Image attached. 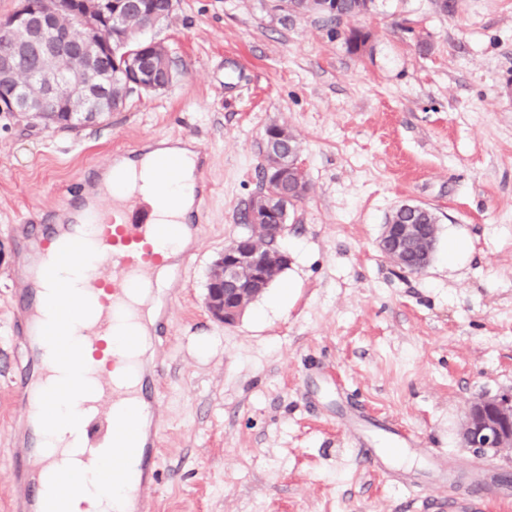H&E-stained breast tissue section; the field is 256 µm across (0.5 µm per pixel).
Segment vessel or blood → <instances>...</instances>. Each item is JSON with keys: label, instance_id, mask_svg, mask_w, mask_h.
Masks as SVG:
<instances>
[{"label": "vessel or blood", "instance_id": "obj_1", "mask_svg": "<svg viewBox=\"0 0 512 512\" xmlns=\"http://www.w3.org/2000/svg\"><path fill=\"white\" fill-rule=\"evenodd\" d=\"M190 150L196 181L194 206L199 209L209 192L205 180L208 153L198 143L192 144ZM105 172L102 166L89 167L77 186L67 190L63 210L27 213L14 229L30 269L16 272L13 277L12 331L20 345L29 350H39L41 344V311L48 293L46 268L64 244L80 238L97 252L84 271L92 314L82 348L84 355L101 363L88 412L78 427L81 455L85 458L111 444L116 430L111 407L119 397H134L141 417L154 415V399L161 384L159 373L137 371L129 378L130 388L121 387L112 374L118 358L112 347V328L120 319L134 321L136 288L154 290L161 277L181 273L195 258L201 241L198 224L180 220L157 222L150 201L139 189H127L120 197L105 190ZM31 386L29 371L15 375L12 404L22 410L26 430L21 442L23 451L13 461L14 483L22 491L21 512H44V488L53 470L42 452L47 437L36 427L39 413L30 405ZM341 423L357 446L363 465L392 488L410 490L422 486L419 476L396 468L372 448L368 439L370 432L382 431L393 442L410 447L416 443V435L389 419L362 411L343 415ZM158 471V442L149 435L142 445L140 465L127 487L128 495L139 507H146L151 499ZM429 473L434 482L446 488L447 495L441 499L423 496L421 512H487L492 502L512 499V481L485 466L474 467L469 480L462 484L447 461L434 454L430 457Z\"/></svg>", "mask_w": 512, "mask_h": 512}]
</instances>
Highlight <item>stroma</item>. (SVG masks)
Masks as SVG:
<instances>
[{
    "mask_svg": "<svg viewBox=\"0 0 512 512\" xmlns=\"http://www.w3.org/2000/svg\"><path fill=\"white\" fill-rule=\"evenodd\" d=\"M377 0L353 55L335 24L282 20L267 0H178L150 29L177 66L172 86L131 95L107 124L59 131L0 115V512L24 434L9 411L22 363L12 340V232L53 208L113 147L179 138L209 152L201 252L168 283L161 445L151 512H419L360 465L339 413L359 407L416 433L459 478L512 463L464 447L469 402L512 388V0ZM427 49H420L419 41ZM286 125L309 191L281 241L291 263L232 326L204 307L212 261L246 231L262 187L263 134ZM432 207L438 242L420 272L378 248L398 205ZM466 258L448 262L449 238Z\"/></svg>",
    "mask_w": 512,
    "mask_h": 512,
    "instance_id": "1",
    "label": "stroma"
}]
</instances>
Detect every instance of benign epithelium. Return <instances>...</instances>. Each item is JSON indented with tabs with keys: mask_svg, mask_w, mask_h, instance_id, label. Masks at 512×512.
<instances>
[{
	"mask_svg": "<svg viewBox=\"0 0 512 512\" xmlns=\"http://www.w3.org/2000/svg\"><path fill=\"white\" fill-rule=\"evenodd\" d=\"M177 0H169V14L149 25L134 23L144 14L138 0H17V7L0 21V112L34 122H57L66 113L69 125H99L126 105L132 93L163 92L172 84L175 69L157 45L143 38L149 26L170 18ZM103 29V39L70 37L68 22ZM112 57L116 75L94 70L90 62ZM250 241L232 242L212 262L205 306L211 317L235 324L248 300L274 277L276 266L259 237L273 232L284 236L274 199L264 193L252 197ZM430 238L417 224H386L378 247L400 269L407 268L410 251H430ZM462 443L484 454L512 461V389L471 402L464 414Z\"/></svg>",
	"mask_w": 512,
	"mask_h": 512,
	"instance_id": "1",
	"label": "benign epithelium"
}]
</instances>
